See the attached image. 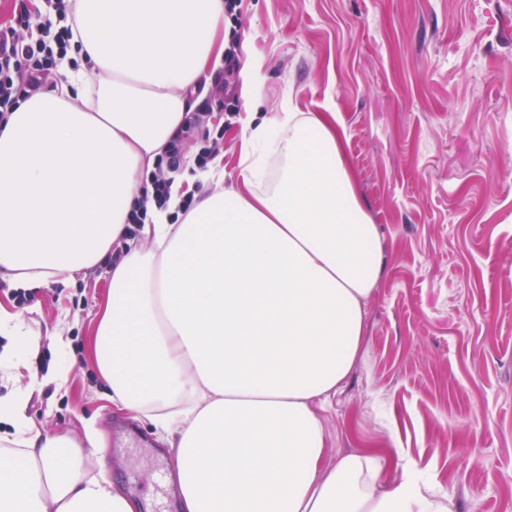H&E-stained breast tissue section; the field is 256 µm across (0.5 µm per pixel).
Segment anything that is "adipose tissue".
<instances>
[{
    "instance_id": "1",
    "label": "adipose tissue",
    "mask_w": 512,
    "mask_h": 512,
    "mask_svg": "<svg viewBox=\"0 0 512 512\" xmlns=\"http://www.w3.org/2000/svg\"><path fill=\"white\" fill-rule=\"evenodd\" d=\"M88 68L62 61L54 87L22 95L0 124V276L43 284L112 268L96 358L112 401L176 450L182 512H444L410 474L381 487L366 452L322 467L319 408L358 360L381 238L332 112L281 109L247 126L239 185L201 195L181 223L128 222L147 175L224 54V0H75ZM23 461L0 456V512H134L87 477L27 400H0Z\"/></svg>"
}]
</instances>
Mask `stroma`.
<instances>
[{"mask_svg": "<svg viewBox=\"0 0 512 512\" xmlns=\"http://www.w3.org/2000/svg\"><path fill=\"white\" fill-rule=\"evenodd\" d=\"M237 13L263 82L220 142L225 186L248 112H332L381 235L360 357L321 411L324 465L377 450L386 483L407 464L451 512H512V0H239ZM111 278L106 259L23 305L0 279L15 317L0 350L16 354L0 396L27 394L38 430L88 452L87 475L149 494L176 457L117 415L96 364ZM58 369L63 389L35 386ZM131 428L144 445L116 443Z\"/></svg>", "mask_w": 512, "mask_h": 512, "instance_id": "obj_1", "label": "stroma"}]
</instances>
